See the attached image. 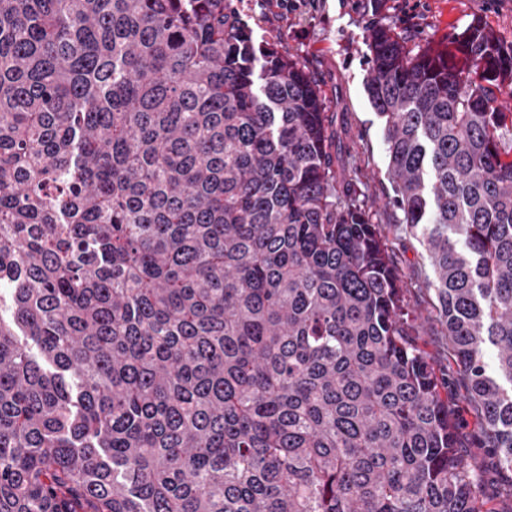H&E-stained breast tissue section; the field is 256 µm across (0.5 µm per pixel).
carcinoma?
Listing matches in <instances>:
<instances>
[{
	"label": "carcinoma",
	"mask_w": 512,
	"mask_h": 512,
	"mask_svg": "<svg viewBox=\"0 0 512 512\" xmlns=\"http://www.w3.org/2000/svg\"><path fill=\"white\" fill-rule=\"evenodd\" d=\"M369 50L512 472V42ZM337 117L224 0H0V512H485Z\"/></svg>",
	"instance_id": "cac0c4a2"
}]
</instances>
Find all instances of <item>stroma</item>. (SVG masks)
Wrapping results in <instances>:
<instances>
[{"mask_svg":"<svg viewBox=\"0 0 512 512\" xmlns=\"http://www.w3.org/2000/svg\"><path fill=\"white\" fill-rule=\"evenodd\" d=\"M403 0H318L312 14L285 15L276 0H227L248 26L255 42L273 45L297 59L315 81L325 111L341 113L347 135V161L371 223L376 224L399 275L403 302L411 313L409 333L438 375L448 379V398L459 419V451L480 468L487 512H512V500L499 496L501 473L483 446L482 425L465 399V384L448 356L446 327L437 311L433 271L420 236L403 222L393 203L388 175L385 122L372 108L368 31L387 26L406 37L409 47L462 32L472 20L487 21L512 42V0H422L416 16L402 17Z\"/></svg>","mask_w":512,"mask_h":512,"instance_id":"stroma-1","label":"stroma"}]
</instances>
